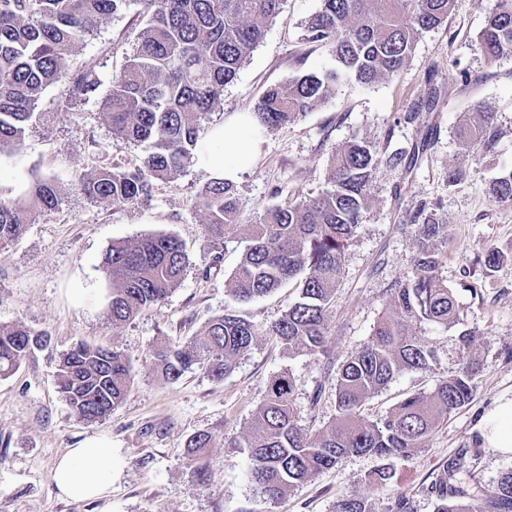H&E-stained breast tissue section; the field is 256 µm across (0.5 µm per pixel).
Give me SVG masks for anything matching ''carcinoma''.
<instances>
[{
	"instance_id": "obj_1",
	"label": "carcinoma",
	"mask_w": 512,
	"mask_h": 512,
	"mask_svg": "<svg viewBox=\"0 0 512 512\" xmlns=\"http://www.w3.org/2000/svg\"><path fill=\"white\" fill-rule=\"evenodd\" d=\"M124 0H0V154L21 148L34 126L45 121L39 100L51 85L68 80L75 105L96 97L100 81L92 67L68 69L79 41L114 14ZM145 24L133 52L113 76L101 109L112 135L127 143H148L142 165L126 170L109 164L83 175L80 187L95 204L115 207L146 204L154 186L196 162L199 130L219 106L224 86L261 42L282 0H142ZM454 0H321L306 24L305 39L331 48L335 66L321 74L300 73L268 89L252 112L259 132L284 127L335 97L342 81L354 77L369 85L397 75L426 31L448 22ZM486 61L512 57V0H496L477 36ZM494 113L480 111L467 120L464 144L490 152L497 144ZM406 151L381 152L357 137L336 148L330 188L313 197L290 199L267 210L245 229L246 246L228 283L231 297L248 302L298 279L299 298L274 324L260 329L234 309L211 318L184 344L162 342L154 350L155 374L180 380L196 367L220 380L236 366L259 336H270L290 353L325 354L329 307L342 272V254L369 208V189L379 165L401 164ZM491 201L512 205V170L488 187ZM59 205L50 176H33L21 198L0 196V246L20 238L32 218ZM192 205L206 216L211 262L220 263L224 239L238 234L236 185L208 182ZM416 256L412 274L393 289L390 307L370 340L352 353L336 378V421L304 431L294 413L296 379L269 378L244 442L249 479L264 498L277 500L312 481L352 454L404 458L421 448L448 415L475 392V367L436 384L430 393L405 397L388 416L365 419L363 407L405 371L429 367L434 351L417 334L422 324L453 327L462 311L453 289L438 274L448 225L425 205L412 217ZM191 264L185 247L170 235H145L114 242L100 266L108 291L112 324L134 320L163 303ZM42 332L0 324V377L14 374L36 349L46 346ZM133 367L118 351L75 343L60 357L58 386L71 414L95 422L129 395ZM213 447L207 432L187 444L192 474L204 481L203 463ZM435 512H512V470L484 482L461 455L448 459L438 480ZM332 512H370L366 499L342 495Z\"/></svg>"
}]
</instances>
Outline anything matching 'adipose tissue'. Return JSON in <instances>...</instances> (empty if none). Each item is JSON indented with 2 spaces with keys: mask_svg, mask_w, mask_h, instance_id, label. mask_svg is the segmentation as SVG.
<instances>
[{
  "mask_svg": "<svg viewBox=\"0 0 512 512\" xmlns=\"http://www.w3.org/2000/svg\"><path fill=\"white\" fill-rule=\"evenodd\" d=\"M259 143L253 117L241 114L209 129L200 145L197 163L211 177L233 181L249 165ZM113 470L111 440L91 436L59 458L52 479L61 497L96 501L111 495Z\"/></svg>",
  "mask_w": 512,
  "mask_h": 512,
  "instance_id": "adipose-tissue-1",
  "label": "adipose tissue"
}]
</instances>
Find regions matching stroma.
I'll return each instance as SVG.
<instances>
[{
    "instance_id": "obj_1",
    "label": "stroma",
    "mask_w": 512,
    "mask_h": 512,
    "mask_svg": "<svg viewBox=\"0 0 512 512\" xmlns=\"http://www.w3.org/2000/svg\"><path fill=\"white\" fill-rule=\"evenodd\" d=\"M494 6L495 0H455L447 25L423 33L397 76L372 85L348 80L325 105L262 137L258 154L236 181L243 225L289 199L325 190L331 158L350 137L407 151L422 134L431 141L416 166L381 165L370 186V209L344 249L326 356L291 353L261 336L220 381L199 368L176 383L161 381L152 373L155 344L185 343L230 306L267 327L297 299V281L266 297L234 303L226 281L245 246L239 236L225 239L220 263L203 276L206 218L192 199L210 176L198 165L159 183L148 204L106 211L91 202L80 177L103 160L136 168L144 149L113 138L99 100L69 105L63 82L45 90L39 109L47 121L21 150L0 155V195L22 196L40 174L51 176L62 196L58 209L36 215L23 236L0 247V323L22 325L47 339L15 374L0 379V512H332L337 496L345 494L366 498L372 512H388L398 491L409 497L412 512H434L431 485L459 450H466L469 468L483 480L512 469V454L483 443L480 431L483 416L512 400V206L491 202L486 193L493 178L512 170V59L488 63L475 45ZM319 8L320 0H283L203 128L253 111L268 88L298 73L333 66L329 47L302 38ZM144 20L141 0H127L77 45L72 68L94 66L99 91L107 93ZM432 86L440 98L427 115V127L405 123V111ZM480 109L495 115L498 143L490 154L466 149L460 136L464 116ZM454 169L462 177L452 185L448 173ZM422 203L448 227L440 274L455 291L463 323L424 326L435 355L430 368L400 374L366 403L364 414L372 421L384 418L409 394L431 392L471 357L479 367L472 400L408 457L351 455L279 500L263 498L247 476V449L231 447V440L246 436L267 379L283 372L297 379L295 412L302 428L311 432L335 421L337 373L369 340L391 291L410 272L416 248L409 217ZM147 234L176 236L192 264L164 303L113 326L95 293L102 285L101 261L112 242ZM490 249L501 257L492 271L480 263ZM79 284L86 294H75ZM465 328L477 333L468 352L458 341ZM79 341L118 348L134 369L127 399L92 423L72 416L56 383L60 356ZM201 431L213 437L204 482L192 475L185 458L188 439ZM93 435L112 441L111 497L96 502L59 497L52 481L58 459ZM383 467L390 480L372 482L374 471Z\"/></svg>"
}]
</instances>
